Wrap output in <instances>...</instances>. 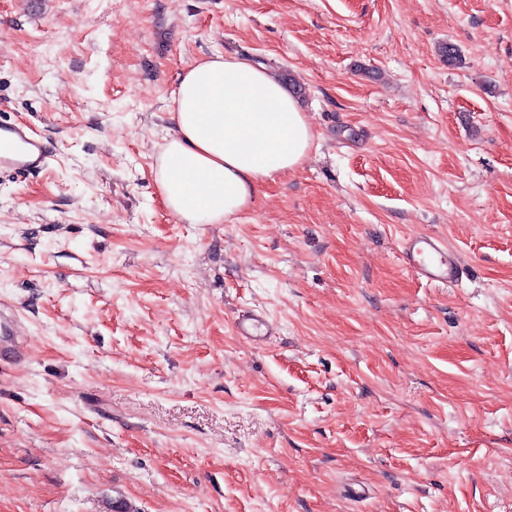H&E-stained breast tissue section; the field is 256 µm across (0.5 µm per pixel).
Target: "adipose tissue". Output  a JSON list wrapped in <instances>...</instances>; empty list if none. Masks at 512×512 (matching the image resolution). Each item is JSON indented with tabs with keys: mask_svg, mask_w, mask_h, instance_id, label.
<instances>
[{
	"mask_svg": "<svg viewBox=\"0 0 512 512\" xmlns=\"http://www.w3.org/2000/svg\"><path fill=\"white\" fill-rule=\"evenodd\" d=\"M174 134L154 169L167 208L191 224H221L257 187L297 169L313 132L297 101L263 67L221 54L182 75Z\"/></svg>",
	"mask_w": 512,
	"mask_h": 512,
	"instance_id": "1",
	"label": "adipose tissue"
}]
</instances>
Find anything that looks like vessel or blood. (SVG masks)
Returning <instances> with one entry per match:
<instances>
[{"mask_svg":"<svg viewBox=\"0 0 512 512\" xmlns=\"http://www.w3.org/2000/svg\"><path fill=\"white\" fill-rule=\"evenodd\" d=\"M48 157L46 142L35 137L27 125H0V169L36 172L44 167ZM402 257L418 276L437 284L456 282L462 275L461 266L445 244L431 236L405 239ZM237 330L240 336L256 341L271 335L273 327L265 316L251 313L238 321ZM19 336L15 313L0 309V341L6 342L8 354L17 363L26 359V349Z\"/></svg>","mask_w":512,"mask_h":512,"instance_id":"b4317fda","label":"vessel or blood"}]
</instances>
